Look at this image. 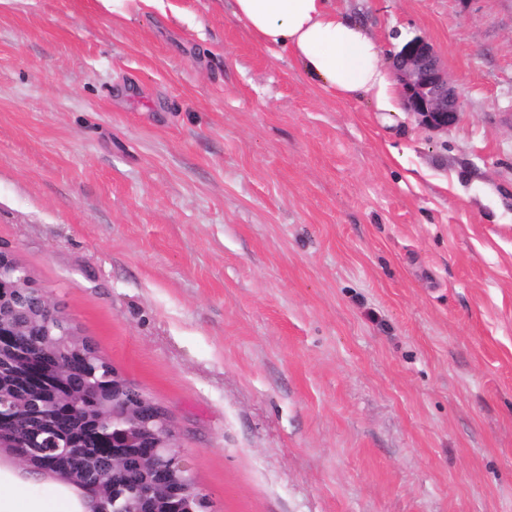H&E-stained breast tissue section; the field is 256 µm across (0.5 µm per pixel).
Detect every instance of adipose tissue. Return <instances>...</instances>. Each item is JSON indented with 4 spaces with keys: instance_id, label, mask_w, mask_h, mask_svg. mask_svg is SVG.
<instances>
[{
    "instance_id": "1",
    "label": "adipose tissue",
    "mask_w": 512,
    "mask_h": 512,
    "mask_svg": "<svg viewBox=\"0 0 512 512\" xmlns=\"http://www.w3.org/2000/svg\"><path fill=\"white\" fill-rule=\"evenodd\" d=\"M231 5L259 44L274 56L288 52L331 97L363 96L376 111H398L402 93L377 42L332 0H231Z\"/></svg>"
}]
</instances>
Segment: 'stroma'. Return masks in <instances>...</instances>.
Listing matches in <instances>:
<instances>
[{
    "label": "stroma",
    "instance_id": "stroma-1",
    "mask_svg": "<svg viewBox=\"0 0 512 512\" xmlns=\"http://www.w3.org/2000/svg\"><path fill=\"white\" fill-rule=\"evenodd\" d=\"M336 7L458 121L327 96L227 0H0V247L211 512H512V0ZM393 64L406 107L421 123L446 130L457 121L460 107L456 90L424 38L405 43L394 54Z\"/></svg>",
    "mask_w": 512,
    "mask_h": 512
}]
</instances>
